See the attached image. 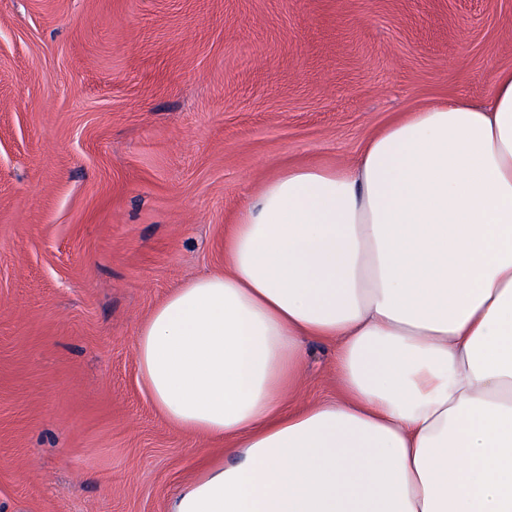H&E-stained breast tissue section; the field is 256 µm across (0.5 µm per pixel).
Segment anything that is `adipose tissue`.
<instances>
[{"label":"adipose tissue","mask_w":512,"mask_h":512,"mask_svg":"<svg viewBox=\"0 0 512 512\" xmlns=\"http://www.w3.org/2000/svg\"><path fill=\"white\" fill-rule=\"evenodd\" d=\"M312 341L339 395L288 406ZM135 358L172 426L227 447L168 512H512V68L263 183Z\"/></svg>","instance_id":"obj_1"}]
</instances>
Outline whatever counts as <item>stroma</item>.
Returning a JSON list of instances; mask_svg holds the SVG:
<instances>
[{
    "label": "stroma",
    "instance_id": "1",
    "mask_svg": "<svg viewBox=\"0 0 512 512\" xmlns=\"http://www.w3.org/2000/svg\"><path fill=\"white\" fill-rule=\"evenodd\" d=\"M503 68L512 0H0V512H168L224 444L156 410L142 322L279 170ZM336 393L307 344L291 405Z\"/></svg>",
    "mask_w": 512,
    "mask_h": 512
}]
</instances>
